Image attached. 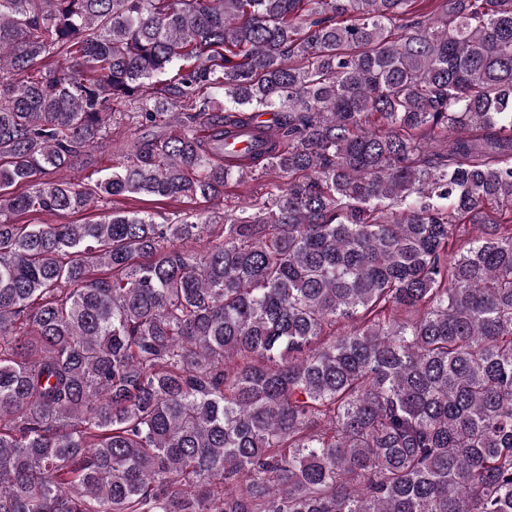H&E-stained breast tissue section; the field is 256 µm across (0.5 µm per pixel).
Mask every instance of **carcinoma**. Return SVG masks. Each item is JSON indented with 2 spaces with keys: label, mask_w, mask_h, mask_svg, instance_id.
<instances>
[{
  "label": "carcinoma",
  "mask_w": 512,
  "mask_h": 512,
  "mask_svg": "<svg viewBox=\"0 0 512 512\" xmlns=\"http://www.w3.org/2000/svg\"><path fill=\"white\" fill-rule=\"evenodd\" d=\"M0 512H512V0H0ZM118 120L116 121H120V123L118 124H113L112 125V140L118 142V141H123V140H126V139H130L131 137L134 138V137H141L142 135L145 136H149L151 137L152 134H161L164 132V128L162 127H156V128H151V129H141V130H137L136 127L131 124V123H128V119L127 118H123V120H120V117L118 116L117 117ZM115 156L112 153H96L88 163L77 164L71 169H62L51 175L53 179H64L76 183H90L97 180L102 175L101 169L112 165ZM253 179L243 185H232L224 193V201L213 205L210 202L199 203L190 198H182L176 201H152L149 197H142L143 200H124L112 198H103L99 200L93 207L87 210H76L66 212L64 214H48L43 212H28L17 217L19 224H87L89 222L100 219L101 216L112 211V207L126 208L133 210H154L158 212L157 221L162 222V218H175L184 213H188L193 209L205 208L211 210L213 208L224 213L242 205L244 199L253 195L259 196L267 190V180L257 174Z\"/></svg>",
  "instance_id": "carcinoma-1"
}]
</instances>
